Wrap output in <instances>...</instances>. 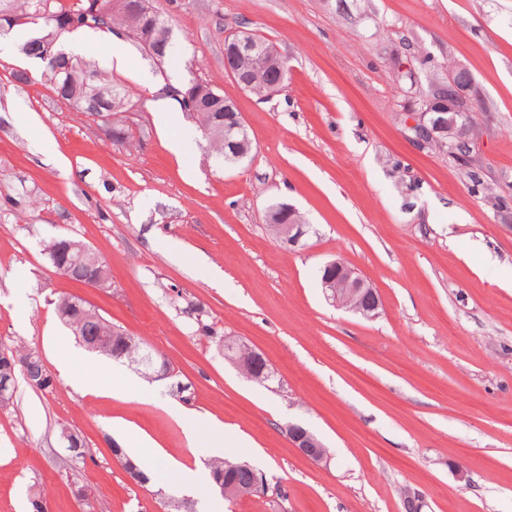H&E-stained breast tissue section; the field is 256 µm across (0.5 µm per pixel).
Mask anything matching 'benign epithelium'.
<instances>
[{"mask_svg":"<svg viewBox=\"0 0 512 512\" xmlns=\"http://www.w3.org/2000/svg\"><path fill=\"white\" fill-rule=\"evenodd\" d=\"M259 51L255 33L247 30H234L224 41V68L234 82L244 89H250L252 82L249 77L237 68L239 59L252 56ZM267 65L276 75V80L267 84V95L273 96L283 90L286 83V62L274 49L265 55ZM474 84L470 69L457 62L448 70V83L437 87L435 96L426 100L423 115L427 119L411 124L412 139L423 145L435 143L439 146L450 145L461 149L459 156L465 157L472 152L475 144L472 124L469 120L474 103L469 95ZM245 128L243 116L236 110L233 101L224 99V143L230 147V155L235 159L246 156L242 142L236 140ZM299 211L288 203H279L270 207L266 214V222L272 233L285 245L295 246L308 234L309 225L297 219ZM72 249H79L90 254L93 263L101 261V257L84 243L67 240H55L49 250L60 255ZM321 285L326 299L332 305L344 308L367 319L378 317L382 307L379 294L372 285L354 268L340 259H334L321 267ZM242 373L249 379L265 382L274 377L263 355L250 349V364L234 359ZM288 438L300 453L315 462L328 459V450L322 440L310 429L299 423L288 425ZM234 470H244L251 474L248 483L236 481H217V490L224 497L238 499L246 497L262 488L265 475L247 461L230 465Z\"/></svg>","mask_w":512,"mask_h":512,"instance_id":"obj_1","label":"benign epithelium"}]
</instances>
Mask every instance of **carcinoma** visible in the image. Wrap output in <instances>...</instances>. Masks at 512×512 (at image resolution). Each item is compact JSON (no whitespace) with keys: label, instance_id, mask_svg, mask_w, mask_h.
<instances>
[{"label":"carcinoma","instance_id":"obj_1","mask_svg":"<svg viewBox=\"0 0 512 512\" xmlns=\"http://www.w3.org/2000/svg\"><path fill=\"white\" fill-rule=\"evenodd\" d=\"M139 6L141 29L129 35L128 39L150 56L157 42L172 36L171 26L168 20L151 9L149 0H139ZM128 9L129 0H0V37L10 35L16 27L26 26L36 30L38 36L25 41L20 47L21 53L28 54V46L37 42L39 37L55 51L61 39L68 34L66 30L57 32L58 26L75 23L79 29L111 33L114 27L122 28L127 24ZM239 67L252 78L251 92L264 95L265 84L273 79L266 70L264 58L258 54L245 57L239 61ZM41 79L56 93L64 90V98L78 111H96L102 117V123L109 126L113 139L122 141L128 135L123 124V113L129 111L127 91L90 63L66 52L56 63L48 57L43 62ZM217 94L219 91L209 83L198 80L193 95L182 98L179 105L199 122L210 149L224 155L223 115L208 105V99ZM55 311L59 320L73 333L88 326L96 328L102 354L112 355V346L122 339L120 327L78 296L59 298L55 302ZM8 349L14 350L18 359L28 361V370H41V360L32 355L33 348L12 344Z\"/></svg>","mask_w":512,"mask_h":512}]
</instances>
